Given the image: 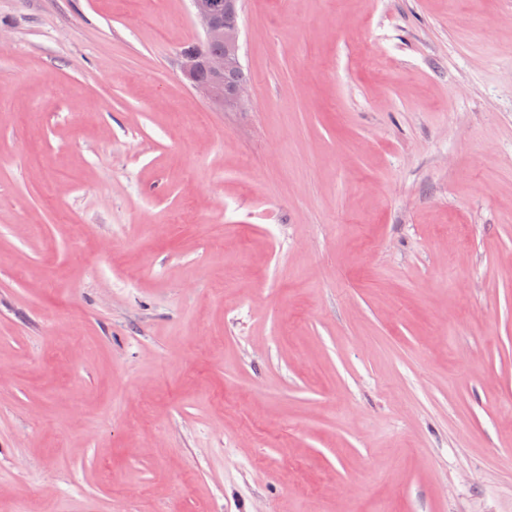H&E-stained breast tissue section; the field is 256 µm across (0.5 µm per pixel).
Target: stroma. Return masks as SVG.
<instances>
[{"label":"stroma","instance_id":"35a3bbf8","mask_svg":"<svg viewBox=\"0 0 512 512\" xmlns=\"http://www.w3.org/2000/svg\"><path fill=\"white\" fill-rule=\"evenodd\" d=\"M0 0V512H512V0ZM193 16L203 32V48L194 52H181L180 71L187 82L205 99L231 110L245 107L250 98L249 85H241L230 93L224 86L248 84L249 77L241 66V29L239 23L228 24L235 19L224 15L234 13L238 0H190ZM214 43L224 46L219 52H208L207 46ZM241 66V67H239ZM237 69L224 73L229 68ZM205 68L210 73L207 81H197L195 73Z\"/></svg>","mask_w":512,"mask_h":512}]
</instances>
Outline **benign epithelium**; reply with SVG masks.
I'll return each mask as SVG.
<instances>
[{"instance_id": "7a95c632", "label": "benign epithelium", "mask_w": 512, "mask_h": 512, "mask_svg": "<svg viewBox=\"0 0 512 512\" xmlns=\"http://www.w3.org/2000/svg\"><path fill=\"white\" fill-rule=\"evenodd\" d=\"M193 16L203 32V47L180 54V71L187 82L205 99L231 110L245 107L249 86L224 91V71L241 66V29L224 22V15L235 12L239 0H190Z\"/></svg>"}]
</instances>
